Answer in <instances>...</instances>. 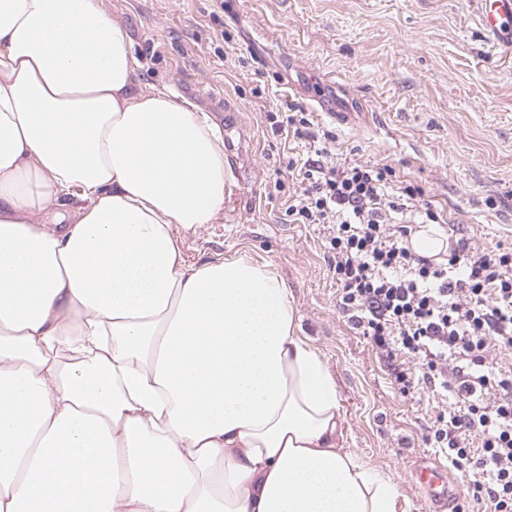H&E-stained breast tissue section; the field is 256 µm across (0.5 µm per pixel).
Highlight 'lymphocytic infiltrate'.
Instances as JSON below:
<instances>
[{
	"mask_svg": "<svg viewBox=\"0 0 512 512\" xmlns=\"http://www.w3.org/2000/svg\"><path fill=\"white\" fill-rule=\"evenodd\" d=\"M327 155L289 161L303 186L289 216L326 225L339 306L394 366L401 393L423 384L440 395L434 442L473 471V501L512 512V370L487 357L490 345L512 347V249L478 251L461 238L438 261L413 252L415 224L440 221L422 189L390 191L389 166ZM405 357L421 375L398 368Z\"/></svg>",
	"mask_w": 512,
	"mask_h": 512,
	"instance_id": "lymphocytic-infiltrate-1",
	"label": "lymphocytic infiltrate"
}]
</instances>
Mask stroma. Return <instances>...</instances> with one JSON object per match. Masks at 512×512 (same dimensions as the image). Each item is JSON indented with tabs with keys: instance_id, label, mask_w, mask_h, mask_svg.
<instances>
[{
	"instance_id": "stroma-1",
	"label": "stroma",
	"mask_w": 512,
	"mask_h": 512,
	"mask_svg": "<svg viewBox=\"0 0 512 512\" xmlns=\"http://www.w3.org/2000/svg\"><path fill=\"white\" fill-rule=\"evenodd\" d=\"M128 35L138 82L188 100L219 126L238 186L216 221L187 234L193 263L244 253L272 261L297 336L336 380L342 447L398 483L407 512H432L410 477L443 461L428 442L429 391L404 395L369 339L350 328L328 265L327 230L295 224L288 162L308 140L272 115L302 112L337 161L385 164L441 211L446 235L512 248V56L488 53L473 0H102ZM277 43V52L266 49ZM320 97L325 109L313 108ZM233 106L237 121L224 119Z\"/></svg>"
}]
</instances>
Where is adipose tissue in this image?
Masks as SVG:
<instances>
[{"mask_svg":"<svg viewBox=\"0 0 512 512\" xmlns=\"http://www.w3.org/2000/svg\"><path fill=\"white\" fill-rule=\"evenodd\" d=\"M101 0H0V512H406L288 287L188 263L224 139Z\"/></svg>","mask_w":512,"mask_h":512,"instance_id":"1","label":"adipose tissue"}]
</instances>
